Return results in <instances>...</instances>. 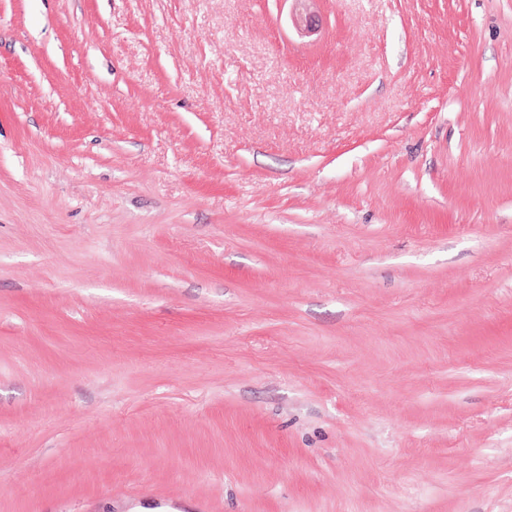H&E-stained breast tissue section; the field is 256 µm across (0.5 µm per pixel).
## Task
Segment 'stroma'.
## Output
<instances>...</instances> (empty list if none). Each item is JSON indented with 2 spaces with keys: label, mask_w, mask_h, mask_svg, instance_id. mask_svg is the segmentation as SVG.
<instances>
[{
  "label": "stroma",
  "mask_w": 512,
  "mask_h": 512,
  "mask_svg": "<svg viewBox=\"0 0 512 512\" xmlns=\"http://www.w3.org/2000/svg\"><path fill=\"white\" fill-rule=\"evenodd\" d=\"M0 0V512H512V0ZM319 0H292L291 22L302 37H311L319 31V18L313 10Z\"/></svg>",
  "instance_id": "obj_1"
}]
</instances>
